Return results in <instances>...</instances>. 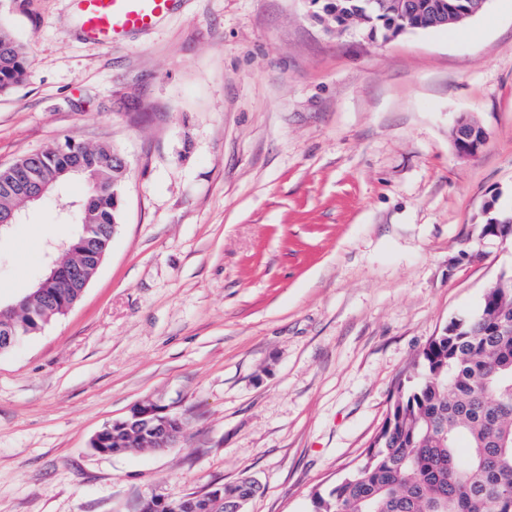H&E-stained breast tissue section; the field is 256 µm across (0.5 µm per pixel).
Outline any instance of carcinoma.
<instances>
[{"label":"carcinoma","mask_w":512,"mask_h":512,"mask_svg":"<svg viewBox=\"0 0 512 512\" xmlns=\"http://www.w3.org/2000/svg\"><path fill=\"white\" fill-rule=\"evenodd\" d=\"M327 21L366 25L388 37L403 19L365 0H312ZM28 46L0 28V92L22 82ZM110 146L73 140L27 156L28 163L0 167V210L29 205L22 187L79 164L87 196L74 214L96 226L95 241L120 222L126 170ZM69 276L29 300L10 323L0 321V349L15 335H31L64 314L78 291L77 257L65 260ZM142 427H111L105 448H145ZM224 512L245 506L259 487L242 480L220 486ZM512 281L486 290L478 312L454 319L430 337L412 369L397 382L385 419L360 460L326 492L311 495L310 512H512Z\"/></svg>","instance_id":"obj_1"}]
</instances>
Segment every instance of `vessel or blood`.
<instances>
[{"label":"vessel or blood","instance_id":"b4317fda","mask_svg":"<svg viewBox=\"0 0 512 512\" xmlns=\"http://www.w3.org/2000/svg\"><path fill=\"white\" fill-rule=\"evenodd\" d=\"M180 0H75L79 29L95 42L111 45L148 32L173 13Z\"/></svg>","mask_w":512,"mask_h":512}]
</instances>
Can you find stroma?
<instances>
[{
	"mask_svg": "<svg viewBox=\"0 0 512 512\" xmlns=\"http://www.w3.org/2000/svg\"><path fill=\"white\" fill-rule=\"evenodd\" d=\"M29 46L0 93V165L67 138L119 150L112 247L80 301L0 354V512H139L250 478L244 512H308L380 429L427 340L512 276V0L452 32H331L310 0H188L124 46L71 0H0ZM487 132L460 156L453 129ZM73 182L0 238L25 293ZM171 448L102 455L137 403ZM487 140V132L468 116H461L454 128V145L464 157H475Z\"/></svg>",
	"mask_w": 512,
	"mask_h": 512,
	"instance_id": "obj_1",
	"label": "stroma"
}]
</instances>
